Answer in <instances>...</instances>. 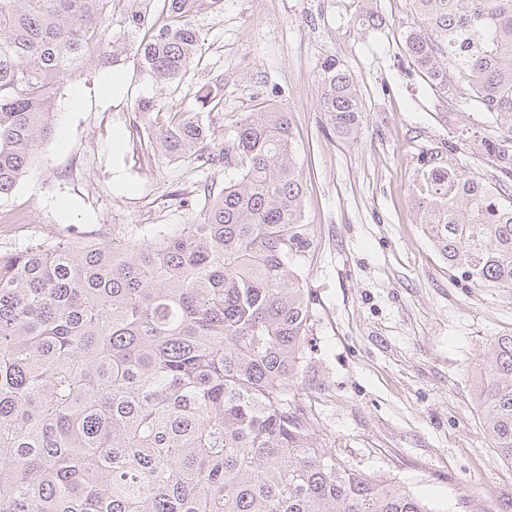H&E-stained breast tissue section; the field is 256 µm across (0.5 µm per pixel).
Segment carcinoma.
<instances>
[{"label": "carcinoma", "mask_w": 512, "mask_h": 512, "mask_svg": "<svg viewBox=\"0 0 512 512\" xmlns=\"http://www.w3.org/2000/svg\"><path fill=\"white\" fill-rule=\"evenodd\" d=\"M111 0H0V195L52 132L54 91L103 50ZM223 0H163L168 23L134 45L142 72L181 81L202 56L192 18ZM405 52L460 114L490 185L421 151L413 194L448 267L512 290V0H409ZM340 137L365 108L336 60L318 77ZM146 134L171 157L233 170L201 219L142 243L61 239L0 251V512H431L405 487L342 464L296 401L310 293L290 264L310 247L291 113L259 103L222 147L201 113ZM471 392L512 464V334L493 337Z\"/></svg>", "instance_id": "obj_1"}]
</instances>
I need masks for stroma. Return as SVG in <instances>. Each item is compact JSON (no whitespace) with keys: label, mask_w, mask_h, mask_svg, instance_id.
I'll list each match as a JSON object with an SVG mask.
<instances>
[{"label":"stroma","mask_w":512,"mask_h":512,"mask_svg":"<svg viewBox=\"0 0 512 512\" xmlns=\"http://www.w3.org/2000/svg\"><path fill=\"white\" fill-rule=\"evenodd\" d=\"M374 26L353 19L357 0H224L197 13L203 59L179 85L143 75L130 53L93 61L56 92L50 137L23 178L0 196L18 219L1 251L61 239H150L200 218L206 181L223 167L175 159L133 138L139 99L195 112V93L221 88L206 117L212 144L259 101L292 114V160L304 185L312 245L301 267L313 316L298 402L317 440L364 473L395 481L432 512H512V464L491 446L470 392L492 337L512 333V291L476 288L449 270L416 218L417 157L483 125L471 110L450 125L448 104L408 58L400 32L408 0H373ZM164 24L161 0H114L107 37L131 12ZM334 58L355 79L366 112L357 135L333 134L318 73ZM124 81L115 91L113 72Z\"/></svg>","instance_id":"1"}]
</instances>
